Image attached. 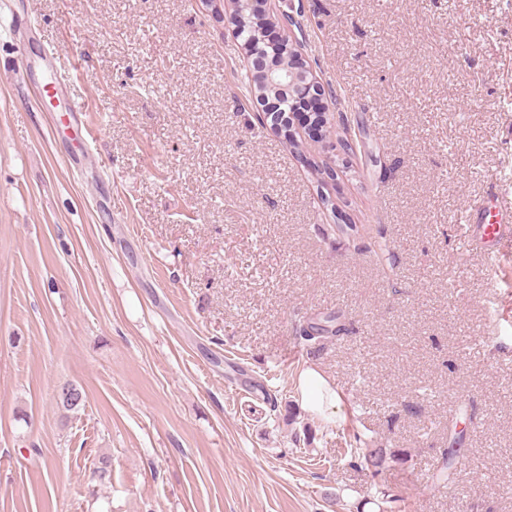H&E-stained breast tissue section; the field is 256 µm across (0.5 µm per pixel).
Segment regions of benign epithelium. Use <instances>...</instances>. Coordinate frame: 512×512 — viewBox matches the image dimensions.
<instances>
[{
	"label": "benign epithelium",
	"instance_id": "7a95c632",
	"mask_svg": "<svg viewBox=\"0 0 512 512\" xmlns=\"http://www.w3.org/2000/svg\"><path fill=\"white\" fill-rule=\"evenodd\" d=\"M278 0H224L231 39L241 54L250 93L263 102L257 120L263 130L298 141L310 127L327 126L332 108L330 88L314 74L295 36L293 13L275 6ZM288 95L314 105L311 124L293 123L273 111L275 98Z\"/></svg>",
	"mask_w": 512,
	"mask_h": 512
}]
</instances>
